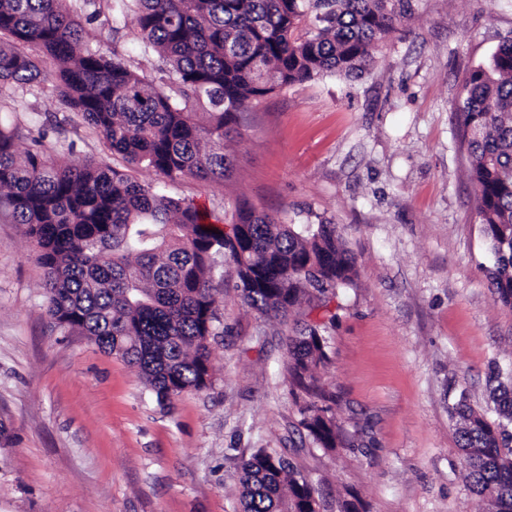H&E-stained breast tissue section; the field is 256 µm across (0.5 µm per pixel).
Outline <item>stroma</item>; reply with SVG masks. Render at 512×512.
<instances>
[{"label":"stroma","instance_id":"obj_1","mask_svg":"<svg viewBox=\"0 0 512 512\" xmlns=\"http://www.w3.org/2000/svg\"><path fill=\"white\" fill-rule=\"evenodd\" d=\"M130 3L112 0L86 41L149 73L154 53L121 21ZM509 39L512 0H414L361 76L248 101L223 183L165 188L217 225L242 202L336 224L358 277L324 331L335 450L300 427L306 396L281 373L306 308L263 318L224 288L211 386L163 407L121 358L51 330L33 245L0 222V512H240L238 474L260 448L313 482L320 512H477L448 409L464 391L489 412L487 379L512 364V309L489 288L455 108L464 73ZM0 120L19 129V151L50 143L48 162L124 166L52 81L1 100Z\"/></svg>","mask_w":512,"mask_h":512}]
</instances>
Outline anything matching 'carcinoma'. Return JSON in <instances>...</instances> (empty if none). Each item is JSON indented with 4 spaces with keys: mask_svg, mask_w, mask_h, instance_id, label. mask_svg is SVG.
<instances>
[{
    "mask_svg": "<svg viewBox=\"0 0 512 512\" xmlns=\"http://www.w3.org/2000/svg\"><path fill=\"white\" fill-rule=\"evenodd\" d=\"M130 23L157 56V84L117 50L85 45L71 0H0V96L55 65L62 100L130 167L175 181L221 183L228 143L249 100L325 75L374 65L375 50L412 0H133ZM457 136L468 154L475 208L494 257V301L512 307V40L462 83ZM0 220L23 226L44 269L53 327L78 331L136 367L160 405L212 384L209 339L218 295L230 284L261 316L305 303L328 311L326 292L349 286L357 261L334 224H285L252 207L233 233L191 204L111 166L20 153L0 127ZM327 338L310 324L288 337L286 374L316 401L299 424L320 448L341 442L318 402ZM495 417L466 394L450 408L465 480L480 512H512V368L490 380ZM241 512H319L316 489L277 451L258 450L238 478Z\"/></svg>",
    "mask_w": 512,
    "mask_h": 512,
    "instance_id": "carcinoma-1",
    "label": "carcinoma"
}]
</instances>
